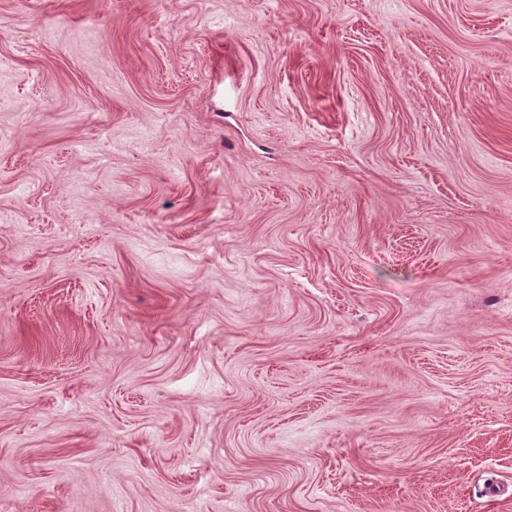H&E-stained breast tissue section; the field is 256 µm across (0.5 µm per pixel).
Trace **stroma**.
<instances>
[{
    "label": "stroma",
    "instance_id": "obj_1",
    "mask_svg": "<svg viewBox=\"0 0 512 512\" xmlns=\"http://www.w3.org/2000/svg\"><path fill=\"white\" fill-rule=\"evenodd\" d=\"M0 512H512V0H0Z\"/></svg>",
    "mask_w": 512,
    "mask_h": 512
}]
</instances>
